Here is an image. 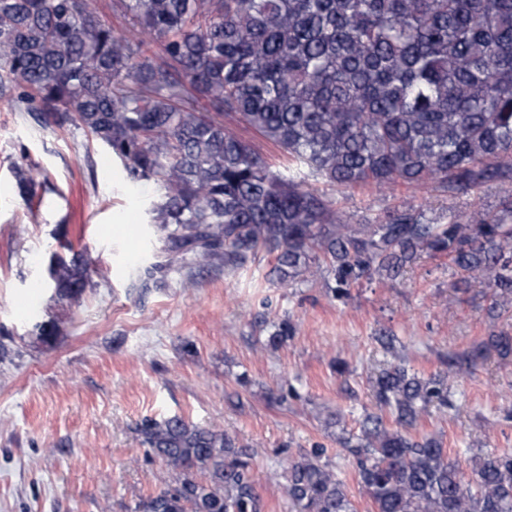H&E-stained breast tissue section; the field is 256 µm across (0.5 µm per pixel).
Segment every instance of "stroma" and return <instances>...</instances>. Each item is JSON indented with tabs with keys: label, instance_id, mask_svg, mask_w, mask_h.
Returning <instances> with one entry per match:
<instances>
[{
	"label": "stroma",
	"instance_id": "1",
	"mask_svg": "<svg viewBox=\"0 0 512 512\" xmlns=\"http://www.w3.org/2000/svg\"><path fill=\"white\" fill-rule=\"evenodd\" d=\"M23 94L0 88V512H130L170 480L139 427L172 416L236 433L251 451L263 512H285L287 462L315 450L357 512H371L343 440L376 412L378 371L402 363L442 373L484 337L512 333V307L492 317L485 285L453 290L463 274L444 257H422L398 279L374 278L343 298L318 277L274 284L266 253L234 270L189 254L170 260L149 214L157 187L129 182L83 128L41 125ZM32 166L46 176L21 193L17 174ZM317 189L349 224L404 204L472 214L494 209L504 192ZM130 219L141 229L136 249L116 232ZM76 253L86 285L59 297L50 266ZM286 317L295 335L268 345ZM384 329L394 350L377 340ZM339 361L345 374L333 368ZM416 431L441 436L465 466L512 451V358L463 370L447 407L432 408Z\"/></svg>",
	"mask_w": 512,
	"mask_h": 512
}]
</instances>
